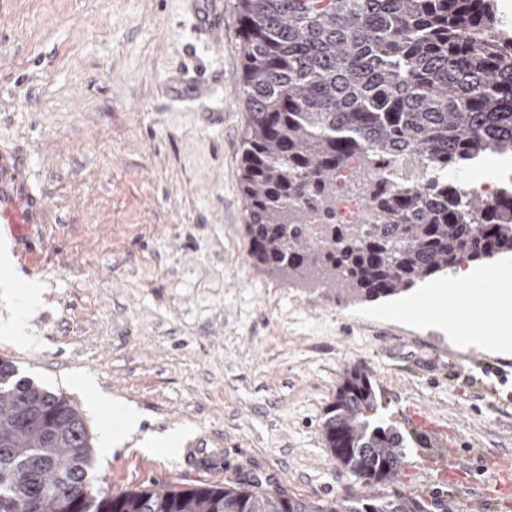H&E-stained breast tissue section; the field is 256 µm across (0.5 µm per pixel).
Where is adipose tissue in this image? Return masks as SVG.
I'll use <instances>...</instances> for the list:
<instances>
[{
	"label": "adipose tissue",
	"instance_id": "adipose-tissue-1",
	"mask_svg": "<svg viewBox=\"0 0 512 512\" xmlns=\"http://www.w3.org/2000/svg\"><path fill=\"white\" fill-rule=\"evenodd\" d=\"M498 282L499 301L483 306L479 282ZM429 303L417 314L420 325L447 334L450 343L461 349H489L501 355L512 354V273L508 270L472 266L457 270L450 278L434 281ZM493 326L481 333L471 330L472 317Z\"/></svg>",
	"mask_w": 512,
	"mask_h": 512
}]
</instances>
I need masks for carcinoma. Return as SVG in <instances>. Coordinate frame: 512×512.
I'll list each match as a JSON object with an SVG mask.
<instances>
[{
  "label": "carcinoma",
  "instance_id": "cac0c4a2",
  "mask_svg": "<svg viewBox=\"0 0 512 512\" xmlns=\"http://www.w3.org/2000/svg\"><path fill=\"white\" fill-rule=\"evenodd\" d=\"M246 105L240 190L249 254L336 302L397 296L464 261L512 252V189L488 201L448 169L512 154V31L495 0H237ZM356 157L365 212L338 224ZM366 367L326 409L336 464L368 493L309 501L259 482L93 490L69 397L0 359V512H427L398 480L403 436L374 423Z\"/></svg>",
  "mask_w": 512,
  "mask_h": 512
}]
</instances>
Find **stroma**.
Listing matches in <instances>:
<instances>
[{
	"mask_svg": "<svg viewBox=\"0 0 512 512\" xmlns=\"http://www.w3.org/2000/svg\"><path fill=\"white\" fill-rule=\"evenodd\" d=\"M224 29L198 43L192 0H0V156L31 188L16 221L0 219L14 264L0 281L36 285L28 340L0 358L69 396L92 436L134 406L140 430L180 433L177 447L130 442L94 449L97 485H222L250 476L311 501L350 483L323 437L344 370L367 365L375 419L404 437V467L382 486L465 512L462 489L437 483L419 456L446 429L491 481L512 458V356L462 350L412 323L421 286L393 298L336 305L270 275L249 256L240 191L246 113L236 0ZM217 72L210 96L176 101L170 79ZM401 307L386 317L387 305ZM441 373L416 376L415 361ZM462 368L449 380L443 367ZM95 387L83 389L84 379ZM109 400L96 404L97 393ZM426 409L432 428H417ZM224 440V458L183 472L189 446Z\"/></svg>",
	"mask_w": 512,
	"mask_h": 512,
	"instance_id": "1",
	"label": "stroma"
}]
</instances>
